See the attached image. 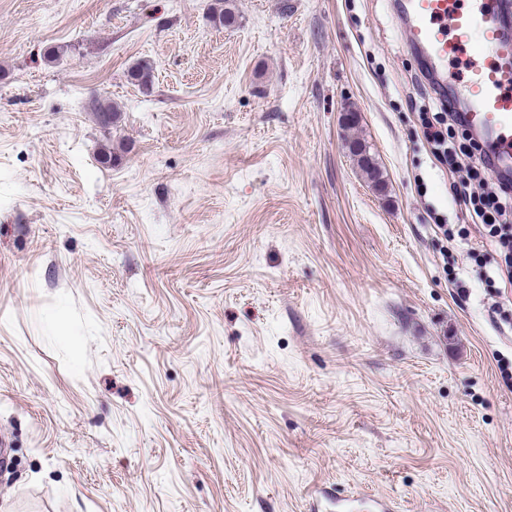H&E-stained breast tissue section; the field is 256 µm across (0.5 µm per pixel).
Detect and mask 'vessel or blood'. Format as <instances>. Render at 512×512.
I'll return each mask as SVG.
<instances>
[{"instance_id": "vessel-or-blood-1", "label": "vessel or blood", "mask_w": 512, "mask_h": 512, "mask_svg": "<svg viewBox=\"0 0 512 512\" xmlns=\"http://www.w3.org/2000/svg\"><path fill=\"white\" fill-rule=\"evenodd\" d=\"M410 45L424 47L493 147V168H512V42L499 27V0H404Z\"/></svg>"}]
</instances>
